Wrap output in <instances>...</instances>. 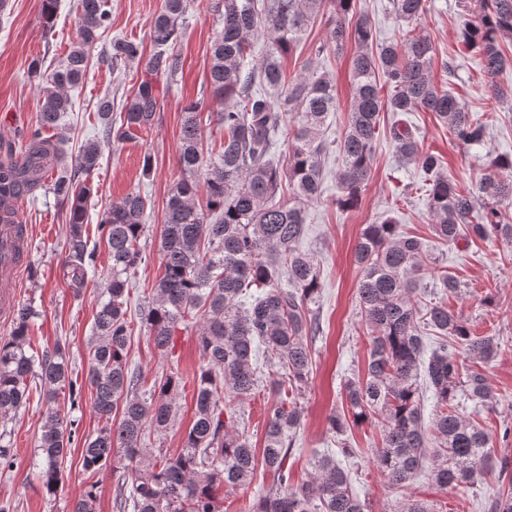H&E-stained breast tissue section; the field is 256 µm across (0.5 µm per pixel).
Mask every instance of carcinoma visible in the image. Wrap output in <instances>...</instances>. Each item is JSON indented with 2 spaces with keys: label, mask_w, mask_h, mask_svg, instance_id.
Wrapping results in <instances>:
<instances>
[{
  "label": "carcinoma",
  "mask_w": 512,
  "mask_h": 512,
  "mask_svg": "<svg viewBox=\"0 0 512 512\" xmlns=\"http://www.w3.org/2000/svg\"><path fill=\"white\" fill-rule=\"evenodd\" d=\"M425 0H392L404 23L399 38L376 42L366 13L354 15L356 0H217L223 29L211 46L209 84L220 127L217 159L203 160L202 120L195 102L185 105L178 164L184 177L168 199L160 227L162 276L150 289V301L138 307L141 325L157 349L169 351L173 336L200 319L196 342L201 357L193 377L194 415L181 448L175 453L143 447L147 431L162 432L177 416L176 401L186 381L165 369L143 388L140 369L129 356L132 329L128 319L129 272L142 261L148 198L132 191L107 211L98 229L105 236L111 261L107 286L94 318L86 380L73 377L69 353L53 355L32 347L31 330L38 312L17 306L10 336L0 339V419L26 406L40 381L45 401L37 448L42 455L39 477L53 495L66 477L64 463L77 428L56 405L58 391L68 388L71 407L80 405L84 385L94 394L93 410L103 426L85 439L82 470L94 473L112 464L118 512H224L220 491L249 485L256 469L255 449L233 414H224L258 388V357L276 368V392H298L312 368L309 339L318 331L310 304L321 293L314 257L299 249L306 232L308 204L321 197L324 160L329 150L325 129L337 111L333 80L306 60L303 72L289 77L282 59L303 40L314 20L329 14L325 40L312 48L319 57L354 42L352 104L344 133L336 141L344 169L341 209L356 206L368 180L377 149L381 113L392 114L389 138L403 164H415L426 175L433 230L453 242L465 230L487 240L512 236V156H501L479 178L476 191L460 192L444 172L440 156L420 149L418 128L404 116L432 112L454 140L467 148L484 146L486 127L448 93V78L435 81V50L419 30ZM185 0H162L149 26L152 53L142 45L112 42V65H144L126 98L120 122L112 119V97L99 99L98 114L107 138L122 142L154 123L162 78H172L180 61L173 48L184 22ZM78 40L64 65L50 74L34 60L40 79L37 126L19 151L0 161V207L32 196L43 187L47 170L63 167V142L44 131L58 126L71 107L65 93L84 77L91 51L110 25L105 0H79ZM460 43L481 56L490 98L512 100V87L496 77L512 68V0H475V8L456 18ZM267 44L253 58L258 33ZM288 128L286 167L273 162L274 138ZM99 159L95 141L85 142L75 158L74 174L63 171L54 194L69 206L67 266L79 291L93 262L84 237L86 203L91 186L78 180ZM288 201H283L284 196ZM362 269L358 298L369 331L365 378L345 384L351 418L327 417L329 430L346 433L349 423L377 419L383 428L374 458L388 481L403 487L423 470L441 490L474 487L489 478L512 473V459L498 454L476 420L459 412L457 398L485 407L496 402L484 366L500 352L497 337L476 336L446 304L416 301L417 281L427 254L415 235L401 233L392 218L365 226L354 250ZM466 351L467 367L459 360ZM431 392L435 409L431 426L423 422V398ZM298 400L279 397L269 408L262 464L276 483L255 499L248 512H367L349 471L329 453L314 457L308 479L297 482L288 455L300 428ZM15 453L0 433V469L14 467ZM95 485L76 500L72 512H95Z\"/></svg>",
  "instance_id": "1"
}]
</instances>
